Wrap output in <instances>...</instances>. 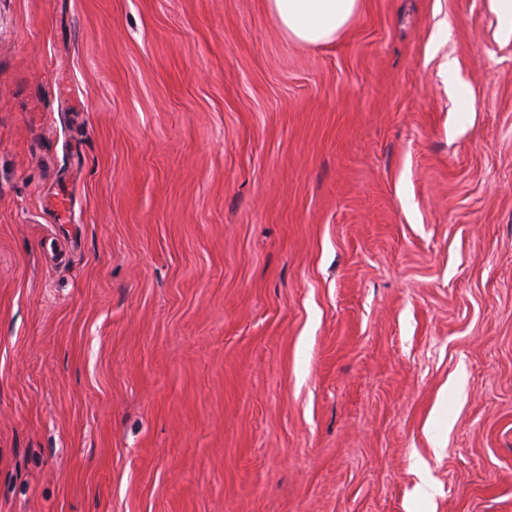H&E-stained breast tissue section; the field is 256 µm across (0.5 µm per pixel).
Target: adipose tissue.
<instances>
[{"label":"adipose tissue","instance_id":"adipose-tissue-1","mask_svg":"<svg viewBox=\"0 0 512 512\" xmlns=\"http://www.w3.org/2000/svg\"><path fill=\"white\" fill-rule=\"evenodd\" d=\"M360 0H267L270 13L289 38L327 44L342 32Z\"/></svg>","mask_w":512,"mask_h":512}]
</instances>
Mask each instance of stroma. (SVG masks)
Returning a JSON list of instances; mask_svg holds the SVG:
<instances>
[{
	"label": "stroma",
	"instance_id": "obj_1",
	"mask_svg": "<svg viewBox=\"0 0 512 512\" xmlns=\"http://www.w3.org/2000/svg\"><path fill=\"white\" fill-rule=\"evenodd\" d=\"M0 512H512L493 0H0ZM360 0H268L270 13L291 39L310 44L336 40L359 8Z\"/></svg>",
	"mask_w": 512,
	"mask_h": 512
}]
</instances>
